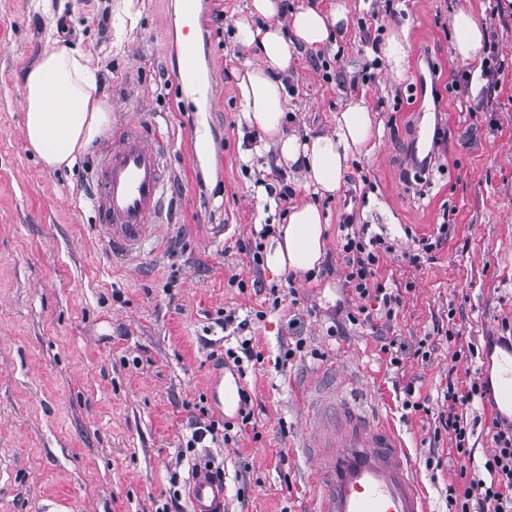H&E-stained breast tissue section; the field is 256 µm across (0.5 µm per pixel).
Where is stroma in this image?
I'll list each match as a JSON object with an SVG mask.
<instances>
[{
  "instance_id": "obj_1",
  "label": "stroma",
  "mask_w": 512,
  "mask_h": 512,
  "mask_svg": "<svg viewBox=\"0 0 512 512\" xmlns=\"http://www.w3.org/2000/svg\"><path fill=\"white\" fill-rule=\"evenodd\" d=\"M0 0V512H190L192 468L224 470V512H309L311 484L299 435L302 392L310 376L335 368L354 395L371 393L404 438L431 512H446V491L463 478L488 479L492 397L463 412L470 461L449 433H435L449 374L477 380L489 372L499 337H512V8L504 0H341L345 26L324 45L346 76L374 64L377 82L362 94L375 117L370 151L348 163L339 191L314 194L289 170L292 204L316 203L328 222L324 261L310 275H273L250 263L237 242L282 223L256 172L273 151L248 156L261 134L242 119L238 81L256 65L236 39L249 0H200L199 81L214 84L210 106L193 119L180 111L190 88L178 76L179 0ZM470 10L501 66L494 94L476 82L450 89L471 70L452 49L451 18ZM223 11L216 24L215 11ZM372 20L370 40L359 21ZM406 30L402 73L381 52L392 31ZM79 49L96 69L110 125L154 112L172 140L176 221L163 241L145 244L132 262L113 259L87 202L93 141L72 167L49 169L27 147L21 75L46 53ZM302 51L287 76L299 87L284 116L287 133L332 130L353 91L323 81ZM440 71L444 118L436 163L425 175L409 165L413 120L424 92L422 60ZM210 142L194 150L196 129ZM367 225L391 247L377 278L403 303L393 319L371 301L370 322L351 323L352 293L340 252L343 220ZM448 235L411 265L416 239ZM277 288L229 286L231 276ZM252 320L264 361L247 370L252 426L238 442L187 450L190 424L208 406L212 357L236 346L219 325L225 310ZM306 344L287 366L286 345ZM405 344L393 366L382 346ZM427 356H417L418 344ZM429 413L404 407L407 394ZM436 451L438 469L426 457Z\"/></svg>"
}]
</instances>
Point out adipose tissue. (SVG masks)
Instances as JSON below:
<instances>
[{
    "mask_svg": "<svg viewBox=\"0 0 512 512\" xmlns=\"http://www.w3.org/2000/svg\"><path fill=\"white\" fill-rule=\"evenodd\" d=\"M277 0H251L236 23L239 43L256 48L258 63L242 75L243 118L263 135L262 148H275L280 164L300 166L306 186L320 194L338 191L347 163L365 152L374 119L364 100L350 101L338 112L331 132L307 138L286 133L282 120L288 94L277 75L286 71L299 47H316L334 37L347 21V8L331 12L300 8L290 30L275 16ZM454 52L464 61L481 62L486 36L475 15L459 11L452 19ZM24 135L29 150L49 168L72 166L100 135L109 114L99 94V78L83 54L61 49L45 54L24 76ZM328 226L312 203L292 207L288 221L266 238L264 262L275 274L318 270L325 255Z\"/></svg>",
    "mask_w": 512,
    "mask_h": 512,
    "instance_id": "1",
    "label": "adipose tissue"
}]
</instances>
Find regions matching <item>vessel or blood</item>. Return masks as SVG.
I'll return each instance as SVG.
<instances>
[{
    "instance_id": "vessel-or-blood-1",
    "label": "vessel or blood",
    "mask_w": 512,
    "mask_h": 512,
    "mask_svg": "<svg viewBox=\"0 0 512 512\" xmlns=\"http://www.w3.org/2000/svg\"><path fill=\"white\" fill-rule=\"evenodd\" d=\"M192 42H185L181 78L200 105L213 88L198 83ZM435 117L418 114L415 150L434 145ZM168 142L144 119L114 127L106 139L88 200L113 255L134 256L171 220L175 202L168 190ZM241 377L210 384L211 400L224 410L240 406ZM303 444L313 466L314 512H429L412 474L409 453L395 430L374 419L365 400L351 401L335 385L315 386L305 400ZM192 512H224V478L200 466L188 481Z\"/></svg>"
}]
</instances>
